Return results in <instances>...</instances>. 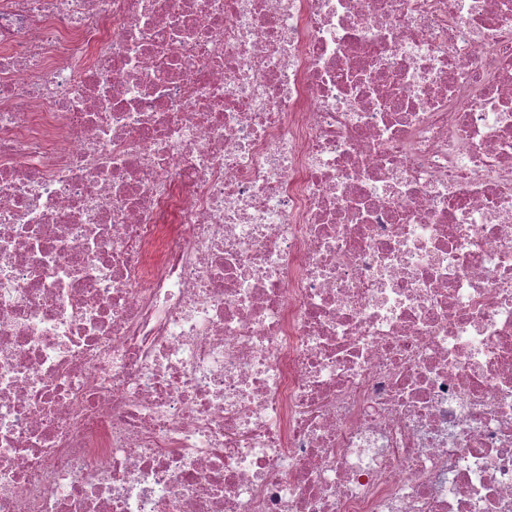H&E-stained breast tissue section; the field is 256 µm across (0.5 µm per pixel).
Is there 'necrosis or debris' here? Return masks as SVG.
<instances>
[{"label": "necrosis or debris", "mask_w": 512, "mask_h": 512, "mask_svg": "<svg viewBox=\"0 0 512 512\" xmlns=\"http://www.w3.org/2000/svg\"><path fill=\"white\" fill-rule=\"evenodd\" d=\"M0 512H512V0H0Z\"/></svg>", "instance_id": "4bbe7bcc"}]
</instances>
